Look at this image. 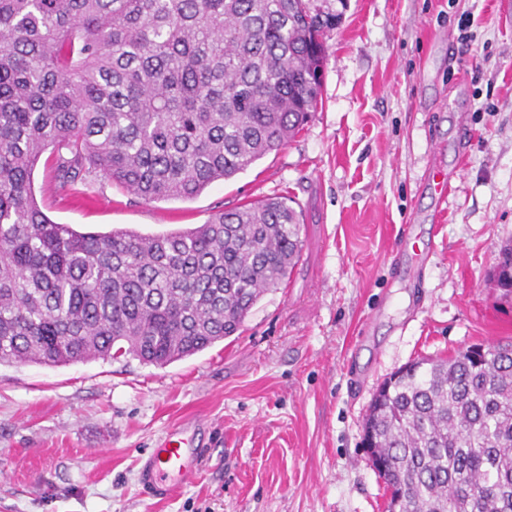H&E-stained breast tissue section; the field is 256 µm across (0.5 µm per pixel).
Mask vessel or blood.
<instances>
[{
  "label": "vessel or blood",
  "instance_id": "b4317fda",
  "mask_svg": "<svg viewBox=\"0 0 512 512\" xmlns=\"http://www.w3.org/2000/svg\"><path fill=\"white\" fill-rule=\"evenodd\" d=\"M191 441L182 426L170 428L158 448L143 462L140 480L152 495L165 496L174 488L190 481L193 471L187 465Z\"/></svg>",
  "mask_w": 512,
  "mask_h": 512
}]
</instances>
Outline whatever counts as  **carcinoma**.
<instances>
[{
  "mask_svg": "<svg viewBox=\"0 0 512 512\" xmlns=\"http://www.w3.org/2000/svg\"><path fill=\"white\" fill-rule=\"evenodd\" d=\"M316 0H0V365H165L236 334L301 253L276 196L155 236L82 233L43 211L94 174L190 199L294 138L321 101ZM364 430L400 512H512V345L422 358Z\"/></svg>",
  "mask_w": 512,
  "mask_h": 512,
  "instance_id": "carcinoma-1",
  "label": "carcinoma"
}]
</instances>
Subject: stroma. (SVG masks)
Returning <instances> with one entry per match:
<instances>
[{"label":"stroma","mask_w":512,"mask_h":512,"mask_svg":"<svg viewBox=\"0 0 512 512\" xmlns=\"http://www.w3.org/2000/svg\"><path fill=\"white\" fill-rule=\"evenodd\" d=\"M323 104L277 152L189 200L33 179L50 218L154 236L285 196L302 254L239 334L157 366L0 365V512H387L363 445L378 386L423 357L512 341V11L500 0H327ZM412 229L407 252H396ZM203 415L196 476L139 473ZM191 440L185 437V428L176 425L161 439L158 448L143 462L140 480L154 496H167L174 488L190 481L193 469L187 465Z\"/></svg>","instance_id":"obj_1"}]
</instances>
